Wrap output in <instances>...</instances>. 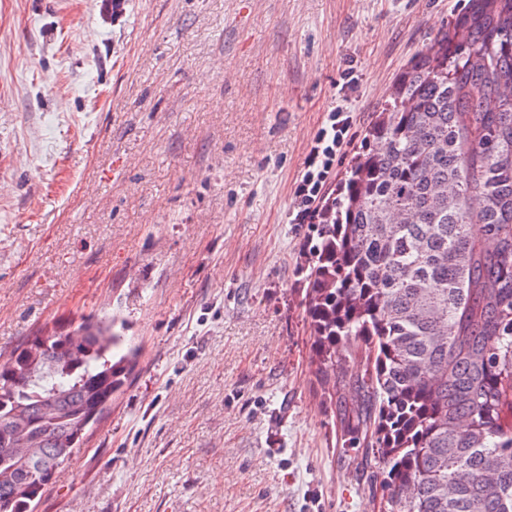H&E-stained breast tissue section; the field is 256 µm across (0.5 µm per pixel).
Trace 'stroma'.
Returning <instances> with one entry per match:
<instances>
[{"label": "stroma", "mask_w": 512, "mask_h": 512, "mask_svg": "<svg viewBox=\"0 0 512 512\" xmlns=\"http://www.w3.org/2000/svg\"><path fill=\"white\" fill-rule=\"evenodd\" d=\"M461 6L0 0V354L108 315L141 348L37 512H389L316 378L293 191ZM353 112L341 105L329 113L328 123L321 127L311 142L305 171L294 189L297 210L294 224H308L315 214L314 204L329 179L336 156L354 126Z\"/></svg>", "instance_id": "obj_1"}]
</instances>
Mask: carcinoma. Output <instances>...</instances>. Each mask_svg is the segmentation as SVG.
Listing matches in <instances>:
<instances>
[{
    "mask_svg": "<svg viewBox=\"0 0 512 512\" xmlns=\"http://www.w3.org/2000/svg\"><path fill=\"white\" fill-rule=\"evenodd\" d=\"M304 304L392 512H512V0L409 62L318 213ZM116 319L0 358V512H34L137 363Z\"/></svg>",
    "mask_w": 512,
    "mask_h": 512,
    "instance_id": "cac0c4a2",
    "label": "carcinoma"
}]
</instances>
